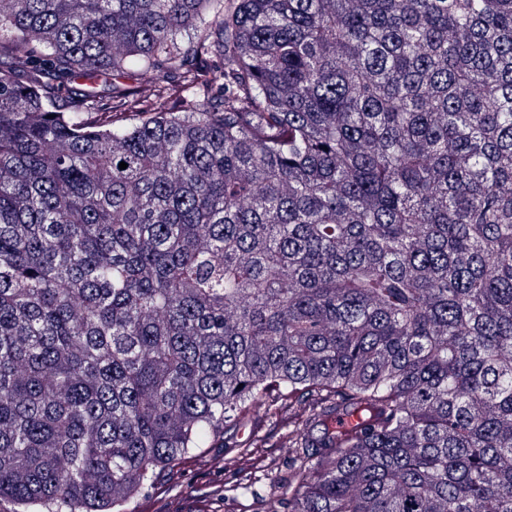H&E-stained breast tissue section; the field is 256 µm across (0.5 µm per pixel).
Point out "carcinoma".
<instances>
[{
    "instance_id": "cac0c4a2",
    "label": "carcinoma",
    "mask_w": 512,
    "mask_h": 512,
    "mask_svg": "<svg viewBox=\"0 0 512 512\" xmlns=\"http://www.w3.org/2000/svg\"><path fill=\"white\" fill-rule=\"evenodd\" d=\"M279 401L270 512H512V0H0V500Z\"/></svg>"
}]
</instances>
